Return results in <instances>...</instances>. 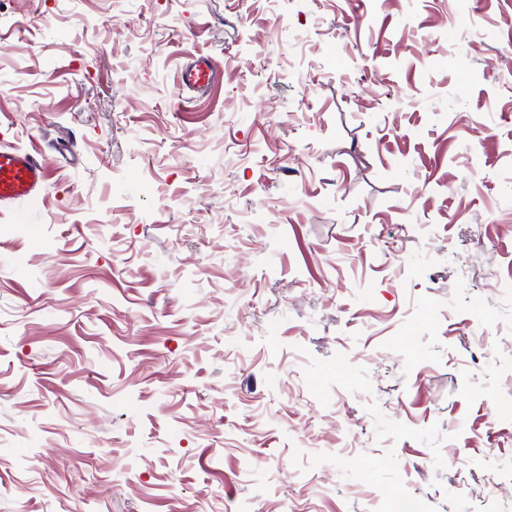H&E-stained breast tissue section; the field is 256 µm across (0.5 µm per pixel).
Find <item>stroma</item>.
I'll return each instance as SVG.
<instances>
[{"label": "stroma", "instance_id": "obj_1", "mask_svg": "<svg viewBox=\"0 0 512 512\" xmlns=\"http://www.w3.org/2000/svg\"><path fill=\"white\" fill-rule=\"evenodd\" d=\"M9 146L0 512H512V0H0ZM219 79V72L212 62L204 56L191 59L181 72V86L204 91L212 87ZM48 178L45 161L35 150L0 148V206L37 200Z\"/></svg>", "mask_w": 512, "mask_h": 512}]
</instances>
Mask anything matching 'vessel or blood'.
Wrapping results in <instances>:
<instances>
[{
  "label": "vessel or blood",
  "instance_id": "obj_1",
  "mask_svg": "<svg viewBox=\"0 0 512 512\" xmlns=\"http://www.w3.org/2000/svg\"><path fill=\"white\" fill-rule=\"evenodd\" d=\"M219 79L212 62L204 56L191 59L181 72L183 87L204 91ZM49 178L45 162L27 148H0V206L37 200Z\"/></svg>",
  "mask_w": 512,
  "mask_h": 512
}]
</instances>
